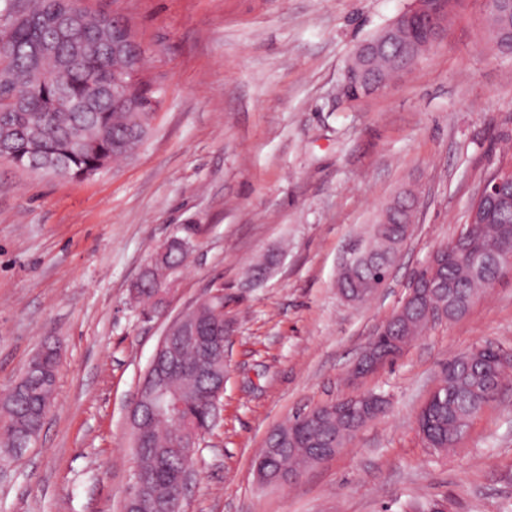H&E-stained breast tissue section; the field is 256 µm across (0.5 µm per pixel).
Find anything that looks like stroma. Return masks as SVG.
Here are the masks:
<instances>
[{
	"instance_id": "obj_1",
	"label": "stroma",
	"mask_w": 512,
	"mask_h": 512,
	"mask_svg": "<svg viewBox=\"0 0 512 512\" xmlns=\"http://www.w3.org/2000/svg\"><path fill=\"white\" fill-rule=\"evenodd\" d=\"M410 3L89 0L131 25L160 104L137 152L93 177L0 160V394L45 342L61 345L38 439L0 456V512H122L138 465L128 407L166 324L219 286L224 395L182 512H410L429 499L512 512V375L452 453L427 447L416 420L449 360L488 342L512 359V268L464 316L346 380L512 140V58L496 54L479 0L388 93L342 98L356 44ZM409 187L421 209L397 269L346 302L343 258ZM174 237L189 245L178 292L144 320L131 288ZM367 391L387 394L384 415L296 481L258 484L275 427Z\"/></svg>"
}]
</instances>
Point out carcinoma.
Masks as SVG:
<instances>
[{"label": "carcinoma", "instance_id": "carcinoma-1", "mask_svg": "<svg viewBox=\"0 0 512 512\" xmlns=\"http://www.w3.org/2000/svg\"><path fill=\"white\" fill-rule=\"evenodd\" d=\"M23 6L26 21L12 27L10 37L0 44V142L12 150L5 160L18 168L38 170L68 179H83L91 171L131 156L148 134L145 111L148 101L141 99L142 111L123 112L98 94L110 80L112 68L123 64L112 54V28L121 35H133L131 28L115 18H99L84 0H3L0 18L10 15L14 2ZM67 12L84 14L83 26L72 36L61 34L57 18ZM486 29L495 50L512 56V5L502 0L495 16L486 21ZM407 46L399 55L391 48L377 61L375 69L384 76L393 75L400 63L414 66L436 44L434 34L421 40L406 37ZM63 87L79 112H59L52 100ZM415 200L398 196L388 203L372 225L368 240L361 246V258L352 268L339 273L338 287L347 296L372 295L379 285L378 274L396 258L402 247L406 228V209ZM512 227V195L496 210L492 219L479 225L470 237L473 252L485 257L480 270L465 267L449 254L440 266V278L455 285L453 291L440 288L430 294L425 305L410 311L395 326L393 337H378L379 346L390 349V339L407 346L426 325L436 318L434 312L451 304L459 314L466 296L492 285L500 275L493 260L502 233ZM188 249L157 251L139 283L135 285L138 302L159 311L156 294L172 280L174 270L186 260ZM183 369L168 378L173 400L183 404L178 422L157 420L143 432L140 469L148 476V493L161 501L175 491L171 473L185 462L169 451L172 434L190 432L211 423L207 405L199 395L201 381L193 370L199 351L194 344L181 348ZM503 357L499 347L489 343L448 361L440 383L439 399L431 402L423 420L427 443L440 450L459 444L469 422L498 392L503 380ZM38 368L25 370L18 382L0 396V438L9 452L23 447L38 434L47 415V404L55 390L57 353L47 345L35 357ZM326 403L314 409L315 420H292L277 428L267 441L262 457L272 471L290 472L314 462L317 443L334 435L343 440L353 428L368 420L356 410L331 414Z\"/></svg>", "mask_w": 512, "mask_h": 512}]
</instances>
